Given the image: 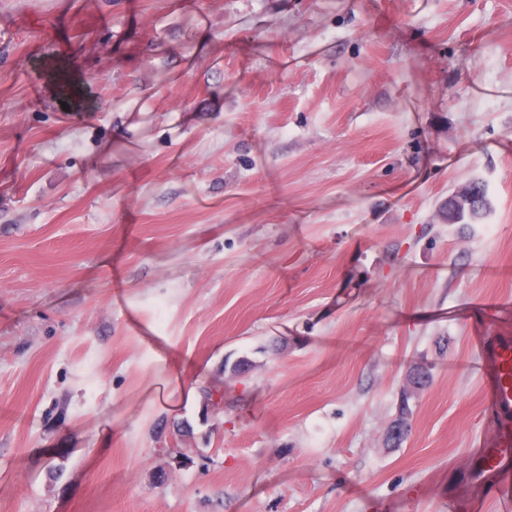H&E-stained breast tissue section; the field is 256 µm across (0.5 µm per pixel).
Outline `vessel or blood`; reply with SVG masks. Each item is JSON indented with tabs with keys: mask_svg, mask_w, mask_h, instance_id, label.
<instances>
[{
	"mask_svg": "<svg viewBox=\"0 0 512 512\" xmlns=\"http://www.w3.org/2000/svg\"><path fill=\"white\" fill-rule=\"evenodd\" d=\"M477 348L491 369L497 445L477 449L464 468V476L476 486L491 482L496 512H512V336L481 337Z\"/></svg>",
	"mask_w": 512,
	"mask_h": 512,
	"instance_id": "b4317fda",
	"label": "vessel or blood"
}]
</instances>
